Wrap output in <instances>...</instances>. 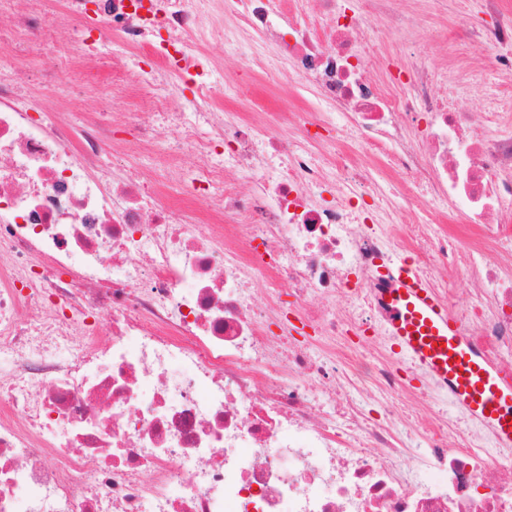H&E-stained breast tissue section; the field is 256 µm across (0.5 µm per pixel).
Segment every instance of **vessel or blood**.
Returning <instances> with one entry per match:
<instances>
[{"mask_svg": "<svg viewBox=\"0 0 512 512\" xmlns=\"http://www.w3.org/2000/svg\"><path fill=\"white\" fill-rule=\"evenodd\" d=\"M394 286L386 298L390 341L417 369L445 385L453 401L487 425L499 447H512V376L478 355L464 324L411 267L407 258L381 269Z\"/></svg>", "mask_w": 512, "mask_h": 512, "instance_id": "obj_1", "label": "vessel or blood"}]
</instances>
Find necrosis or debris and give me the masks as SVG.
<instances>
[{"label":"necrosis or debris","mask_w":512,"mask_h":512,"mask_svg":"<svg viewBox=\"0 0 512 512\" xmlns=\"http://www.w3.org/2000/svg\"><path fill=\"white\" fill-rule=\"evenodd\" d=\"M336 3L0 0V512H512L491 431L433 381L402 421L401 366L361 342L386 333L379 263L410 239L440 299L477 282L469 338L512 373V12L485 0L484 131L421 58L370 80L362 15ZM76 19L42 97L74 72L137 112L72 123L23 94L15 62ZM215 41L294 75L300 107L237 111L251 93ZM160 146L191 172L155 175ZM438 215L491 246L460 250Z\"/></svg>","instance_id":"4bbe7bcc"}]
</instances>
